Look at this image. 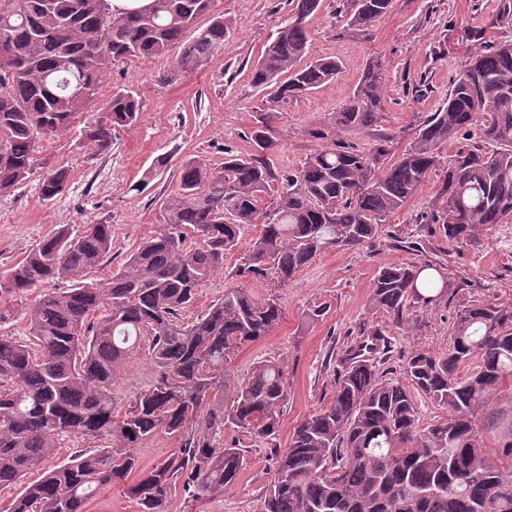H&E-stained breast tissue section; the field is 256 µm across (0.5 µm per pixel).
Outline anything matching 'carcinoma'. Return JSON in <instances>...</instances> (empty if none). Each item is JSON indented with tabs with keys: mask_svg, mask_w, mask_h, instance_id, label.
Segmentation results:
<instances>
[{
	"mask_svg": "<svg viewBox=\"0 0 512 512\" xmlns=\"http://www.w3.org/2000/svg\"><path fill=\"white\" fill-rule=\"evenodd\" d=\"M321 0H291L288 18L269 36L254 64L253 85L277 106L335 79L338 62L310 53L305 21ZM394 0H350L347 27L364 32L389 15ZM215 0H153L147 9L116 14L110 0H0V37L11 58L0 62V193L41 169L39 194L51 201L69 188L70 170L38 162L42 141L73 125L99 154L112 130L133 125L140 105L125 90L95 106L104 78L129 59L149 60L178 46L171 82L207 63L224 42ZM211 14L210 23L197 26ZM195 36L184 40L187 31ZM383 64L371 59L328 125L309 130L331 144L301 169H275L277 115L262 112L248 137L249 152L228 154L213 168L192 158L179 186L163 201L165 224L105 280L91 273L112 252V225L88 224L78 234L61 225L15 264L0 270V295L27 299V338L0 336V489L55 450L63 435L104 441L75 454L23 487L10 512H86L96 490L136 475L125 493L140 512H167L173 487L190 496L216 495L246 464L242 450L216 443L231 423L260 437L279 430L288 400L281 365L256 366L248 385L230 390L227 365L238 347L269 334L283 318L279 298L258 300L227 288L191 322L179 319L198 287L224 268L249 224L259 234L232 275L282 286L312 257L354 249L378 235L401 210L445 145L479 126L480 143L448 160L442 209L431 223L451 243L471 240L479 226L512 222V40L474 51L448 101L427 116L408 150L395 161L377 143L358 151L336 138L367 132L383 112ZM276 191H271L272 185ZM271 194L268 209L259 199ZM420 269L384 267L373 305L397 323L413 302ZM65 277L69 287L53 283ZM96 315L98 319L91 320ZM159 368L155 383L115 415L112 377L141 337ZM360 341L335 374L330 404L295 426L276 462L261 512H512V438L501 444L507 464L491 458L475 412L512 383V308L474 304L457 314L448 352L417 350L404 376L448 416L422 423L403 382L385 378ZM233 394L230 409L219 393ZM184 435V447L163 464L139 471L133 448L159 430Z\"/></svg>",
	"mask_w": 512,
	"mask_h": 512,
	"instance_id": "1",
	"label": "carcinoma"
}]
</instances>
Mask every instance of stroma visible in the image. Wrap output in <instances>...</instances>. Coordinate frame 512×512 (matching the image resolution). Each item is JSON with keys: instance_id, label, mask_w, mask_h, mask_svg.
Masks as SVG:
<instances>
[{"instance_id": "obj_1", "label": "stroma", "mask_w": 512, "mask_h": 512, "mask_svg": "<svg viewBox=\"0 0 512 512\" xmlns=\"http://www.w3.org/2000/svg\"><path fill=\"white\" fill-rule=\"evenodd\" d=\"M346 5L347 0H321L318 11L306 20L311 57L336 59L340 72L331 83L280 107V145L273 161L281 171L299 170L317 149L308 129L341 109L371 58H380L384 65V110L373 130L346 135L345 140L367 151L375 140L390 139L396 159L409 148L419 123L447 101L471 53L512 35L511 28L496 22L501 0H396L393 12L364 34L346 32ZM217 9L228 30L214 57L198 70L163 84L159 78L173 67L175 55L113 67L99 101H106L114 90L127 89L137 98L140 112L134 126L115 131L109 154L97 155L81 146L75 126L43 141L41 157L69 167V188L45 202L33 178L0 194V269L23 258L58 226L79 230L106 220L112 226V256L94 276L110 277L134 246L161 229L162 203L177 189L183 162L199 158L219 167L225 151L247 152L246 138L257 115L271 109L266 91L252 84L251 71L269 34L291 7L289 0H218ZM442 186V171H433L376 238L357 249L317 254L282 288L262 279L247 282L256 298L277 293L284 314L268 336L236 349L229 378L232 386L241 388L257 365H283L288 402L280 429L275 436L261 437L226 425L223 442L235 444L246 457L237 480L216 496L175 494L168 512H260L278 455L294 427L331 401L334 372L356 341L382 331L387 344L376 353V362L381 372L399 379L413 351H447L455 316L465 307H512V223L488 226L470 242L449 244L427 223ZM258 232L255 225L245 229L237 249L225 255L223 270L198 289L183 311V321L194 320L225 289L234 287L229 273ZM405 263L436 266L446 288L438 301L416 303L398 324L374 308L371 295L381 268ZM319 306L324 315L309 321V312ZM157 375L147 346H140L112 379L118 410H125ZM477 419L487 427V448L497 449L512 427V387L491 396ZM180 446V436L162 430L147 437L134 450L140 470L158 466Z\"/></svg>"}]
</instances>
